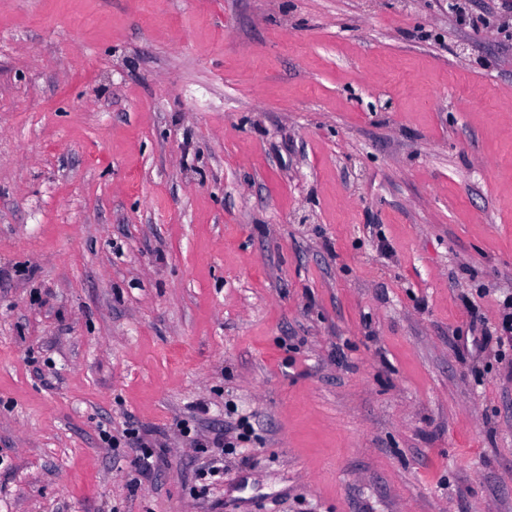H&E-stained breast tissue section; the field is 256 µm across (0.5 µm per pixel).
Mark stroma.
<instances>
[{"label":"stroma","instance_id":"stroma-1","mask_svg":"<svg viewBox=\"0 0 512 512\" xmlns=\"http://www.w3.org/2000/svg\"><path fill=\"white\" fill-rule=\"evenodd\" d=\"M463 9L0 0V512H512V350L462 343L512 0Z\"/></svg>","mask_w":512,"mask_h":512}]
</instances>
